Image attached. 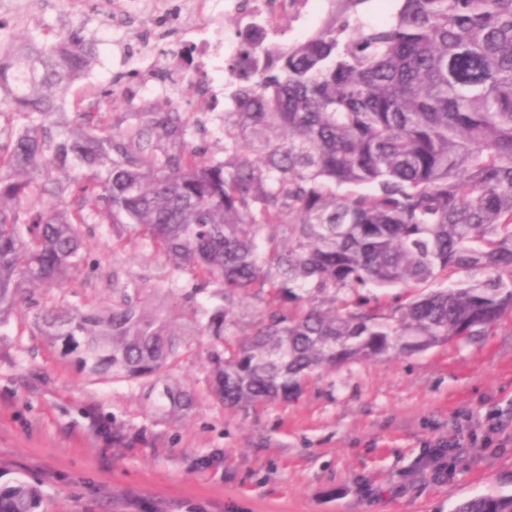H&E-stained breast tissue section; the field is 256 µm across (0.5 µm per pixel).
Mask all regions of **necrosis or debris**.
I'll return each instance as SVG.
<instances>
[{"label": "necrosis or debris", "instance_id": "obj_1", "mask_svg": "<svg viewBox=\"0 0 512 512\" xmlns=\"http://www.w3.org/2000/svg\"><path fill=\"white\" fill-rule=\"evenodd\" d=\"M317 8V0H166L149 5L148 0H114L112 19L121 23L135 16L151 17L157 28L154 39L139 43L125 70L114 72L112 85L126 92V77L147 96L190 101L204 92L203 76L183 70L184 38L197 34L195 53L202 64L217 59L232 60L242 50L241 32L259 30L269 45L283 44L289 32L305 35Z\"/></svg>", "mask_w": 512, "mask_h": 512}]
</instances>
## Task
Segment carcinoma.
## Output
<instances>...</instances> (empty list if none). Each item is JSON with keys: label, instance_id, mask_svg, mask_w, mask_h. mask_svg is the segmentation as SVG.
I'll return each mask as SVG.
<instances>
[{"label": "carcinoma", "instance_id": "obj_1", "mask_svg": "<svg viewBox=\"0 0 512 512\" xmlns=\"http://www.w3.org/2000/svg\"><path fill=\"white\" fill-rule=\"evenodd\" d=\"M94 46L79 27L0 50V326L28 285L84 268L86 224L111 226L114 247L146 243L197 293L275 301L243 339L225 306L179 333L135 285L109 307L38 317L80 370L114 380L160 375L182 334L222 340L227 406L481 336L512 311V0H401L387 22L294 45L247 36L218 153L199 112L69 96ZM435 281L448 287L424 291ZM397 287L394 306L362 294ZM41 500L21 476L0 485V512ZM452 512H512V492Z\"/></svg>", "mask_w": 512, "mask_h": 512}]
</instances>
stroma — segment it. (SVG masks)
I'll list each match as a JSON object with an SVG mask.
<instances>
[{
  "label": "stroma",
  "instance_id": "stroma-1",
  "mask_svg": "<svg viewBox=\"0 0 512 512\" xmlns=\"http://www.w3.org/2000/svg\"><path fill=\"white\" fill-rule=\"evenodd\" d=\"M399 0H321L314 30L388 21ZM23 28L53 38L104 22L30 5ZM0 14V36L18 35ZM87 263L59 288H31L0 328V479L39 484V512H450L472 497L512 491V313L483 336L385 360L314 372L286 401L224 406L212 391L224 344L181 339L158 377L88 375L41 335L36 315L112 303V278L139 285L148 307L173 325L205 323L221 306L194 293L132 237L113 247L98 224L83 233ZM186 401L171 405L169 393ZM455 436L448 477L419 462Z\"/></svg>",
  "mask_w": 512,
  "mask_h": 512
}]
</instances>
